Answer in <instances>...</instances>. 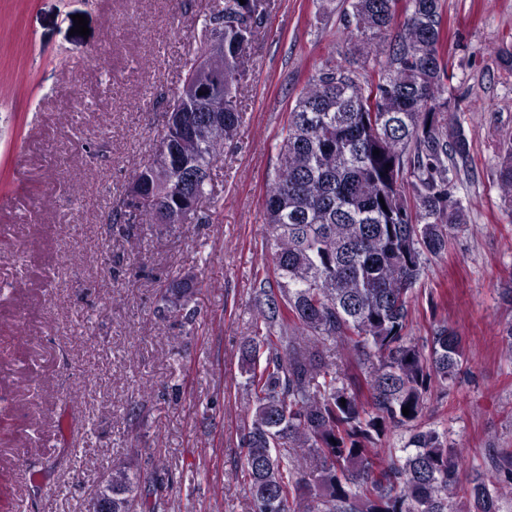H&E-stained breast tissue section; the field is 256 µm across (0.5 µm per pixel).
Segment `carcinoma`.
<instances>
[{"label": "carcinoma", "mask_w": 512, "mask_h": 512, "mask_svg": "<svg viewBox=\"0 0 512 512\" xmlns=\"http://www.w3.org/2000/svg\"><path fill=\"white\" fill-rule=\"evenodd\" d=\"M405 3L398 22L394 0H351L346 28L374 79L364 86L330 58L288 112L265 194L273 274L254 289L256 330L239 348L250 512H502L512 497L511 451L494 448L490 467L463 470L447 433L425 421L432 390L455 382L468 362L465 337L445 322L431 325L424 344L412 336V303L426 261L446 254L469 221L456 184L470 172V143L449 92L441 0ZM268 7L224 0L205 15L197 52L218 35L224 56L212 67L191 63L183 83L192 90L172 108L203 114L197 91L205 89L224 101V120L194 135L166 123L133 175L159 189L178 220L195 218L210 198L213 166L237 135V92ZM169 161L197 173L190 194L168 184ZM498 186L512 205V148ZM115 216L156 223L151 204L131 219ZM194 294L192 279H172L156 315L194 330ZM341 351L355 368H339ZM398 428L408 433L403 446L383 447ZM155 475L154 466L113 467L112 512H160Z\"/></svg>", "instance_id": "cac0c4a2"}]
</instances>
